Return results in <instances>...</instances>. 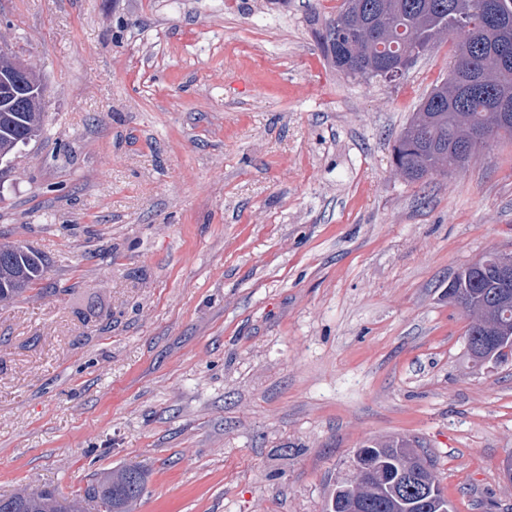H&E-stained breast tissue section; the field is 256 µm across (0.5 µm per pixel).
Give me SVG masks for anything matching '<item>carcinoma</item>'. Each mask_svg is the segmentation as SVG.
Segmentation results:
<instances>
[{
  "instance_id": "cac0c4a2",
  "label": "carcinoma",
  "mask_w": 512,
  "mask_h": 512,
  "mask_svg": "<svg viewBox=\"0 0 512 512\" xmlns=\"http://www.w3.org/2000/svg\"><path fill=\"white\" fill-rule=\"evenodd\" d=\"M499 24L474 27V15L457 11V0H347L326 25L323 44L336 69L351 76H375L377 46L395 48L418 57L443 37L457 41L448 79L435 86L427 103L404 129L393 147L397 169L417 181L444 166L464 167L478 147L467 149L475 129H487L492 138L512 140V0H498ZM42 131V118L17 112L10 100L0 99V154L10 159L30 140L31 127ZM498 260L482 257V271L462 268L451 287L472 298L469 312L486 314L494 306L491 294L498 287ZM46 264L35 250L21 244L0 245V303L9 302L44 278ZM400 438L372 442L357 449L353 468L368 463L384 465L386 481L402 485ZM146 485L145 472L127 467L97 480L87 497L98 512H131ZM85 497V498H87ZM85 498L62 497L53 489L9 496L14 512H86ZM361 512H394L393 505L373 494L360 497ZM350 493L339 482L325 512H350Z\"/></svg>"
}]
</instances>
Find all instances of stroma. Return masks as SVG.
Masks as SVG:
<instances>
[{
    "label": "stroma",
    "mask_w": 512,
    "mask_h": 512,
    "mask_svg": "<svg viewBox=\"0 0 512 512\" xmlns=\"http://www.w3.org/2000/svg\"><path fill=\"white\" fill-rule=\"evenodd\" d=\"M341 0H0L45 89L0 165V496L146 472L133 512H324L407 438L455 512H512V360L473 366L458 270L512 252V141L419 182L392 150L449 74L349 76ZM46 264L35 250L21 244L0 245V303L21 296L44 278Z\"/></svg>",
    "instance_id": "obj_1"
}]
</instances>
